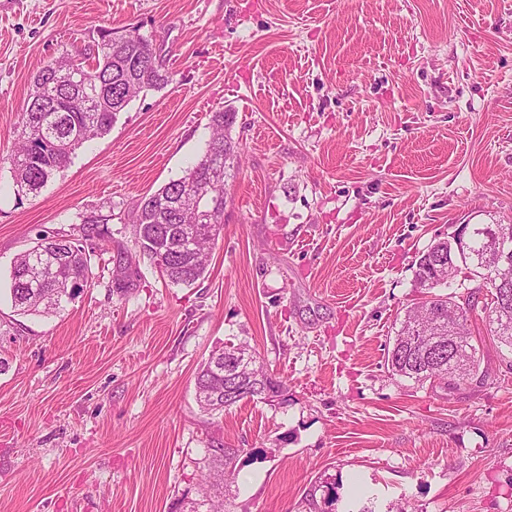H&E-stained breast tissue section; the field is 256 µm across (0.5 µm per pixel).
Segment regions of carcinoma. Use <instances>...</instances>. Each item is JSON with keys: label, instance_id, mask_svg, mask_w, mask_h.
Listing matches in <instances>:
<instances>
[{"label": "carcinoma", "instance_id": "carcinoma-1", "mask_svg": "<svg viewBox=\"0 0 512 512\" xmlns=\"http://www.w3.org/2000/svg\"><path fill=\"white\" fill-rule=\"evenodd\" d=\"M122 38L124 42L119 45L112 41V32H102L97 41L80 53L85 67L83 80L86 81L82 99L70 96L68 89L55 88V73L70 67L73 58L52 59L34 75L21 131L10 155L18 187L30 193L39 192L71 163L79 149L107 134L117 118L114 105L124 89L123 82L137 81L130 92L131 100L169 82L168 71L155 58L153 39L134 28ZM134 59L150 61L151 75L145 79L130 71L124 81H116V73ZM234 122L233 112L222 108L212 112L209 122L212 134L205 152L182 177L136 199L129 211L128 219L139 251L174 285L190 286L204 277L210 251L223 234L224 182L210 180L207 172L214 161L227 164L230 171L240 165L238 142L231 135ZM162 198L176 201L178 205L171 208L156 206L155 201ZM199 206L213 213L214 222L199 224L197 250L193 257L186 259L176 251L178 227L184 223L185 214ZM100 223L97 218H87L70 231L42 234L33 247L17 257L10 272V294L17 312L43 318L55 316L64 309V303L92 281L91 256L85 244L101 235ZM497 232L496 224L472 225L467 246L457 255L458 263L470 270L471 278L486 279L480 260ZM455 249V242L439 241L419 256L415 277L420 286L434 289V285L427 283L426 266L435 253L446 254ZM451 298V294H436L427 299V303H417L406 311L388 352L389 373L421 384L439 381L450 391L469 380L479 379L476 347L470 342L465 322L456 333L462 350V369L458 371L448 365V300ZM430 305L438 320L426 322L420 331L423 338L412 346L409 340L415 332L412 319ZM486 318L491 335L498 343L512 349V303L505 304L498 296H493ZM223 353L227 372L232 361L255 355V351L246 346H232ZM195 387L224 391L225 400L215 407L198 401L207 412H221L245 398L261 400L264 392L268 393L266 399L269 402L284 395L282 382L272 378L261 365L246 367L242 373L226 379L214 373L211 365L206 363L197 374ZM238 452L237 448H224L221 454L211 456V471L203 476L202 482L208 487L224 483L233 475L231 465ZM185 506L189 507L187 512H224V500H215L206 492L200 500L178 501L173 512Z\"/></svg>", "mask_w": 512, "mask_h": 512}]
</instances>
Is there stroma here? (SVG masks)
Listing matches in <instances>:
<instances>
[{"label":"stroma","mask_w":512,"mask_h":512,"mask_svg":"<svg viewBox=\"0 0 512 512\" xmlns=\"http://www.w3.org/2000/svg\"><path fill=\"white\" fill-rule=\"evenodd\" d=\"M138 28L170 75L38 195L9 156L32 79ZM236 114L241 164L205 278L162 277L125 216ZM103 214L94 279L14 313L43 232ZM464 224H512V0H8L0 9V512H171L235 448L228 512H512V351L468 313L481 383L390 375L416 260ZM132 275L115 286L119 261ZM246 345L288 389L223 412L199 368Z\"/></svg>","instance_id":"1"}]
</instances>
